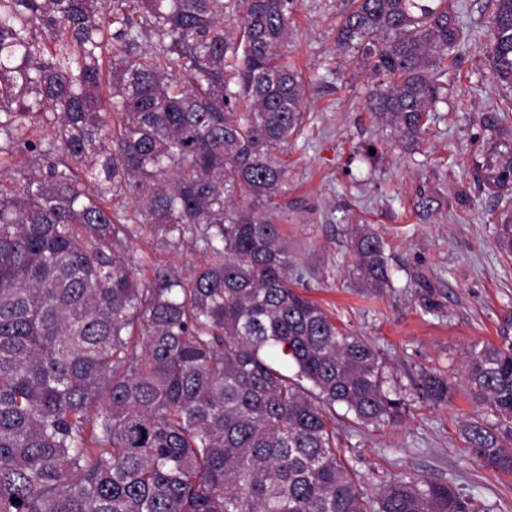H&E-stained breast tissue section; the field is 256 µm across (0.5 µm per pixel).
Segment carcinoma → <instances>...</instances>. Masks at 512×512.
Returning a JSON list of instances; mask_svg holds the SVG:
<instances>
[{
	"instance_id": "obj_1",
	"label": "carcinoma",
	"mask_w": 512,
	"mask_h": 512,
	"mask_svg": "<svg viewBox=\"0 0 512 512\" xmlns=\"http://www.w3.org/2000/svg\"><path fill=\"white\" fill-rule=\"evenodd\" d=\"M295 4L0 0V512H487L422 476L368 493L336 448L335 406L377 427L406 400L306 295L277 224L309 84L284 62ZM491 4L487 58L512 90V0ZM461 35L450 0H348L336 21L366 109L407 148ZM509 112L512 94L483 116L500 196ZM498 221L511 255L512 212ZM144 233L203 262L137 265L124 245ZM352 250L367 287L390 286L383 238L362 227ZM464 368L497 417L464 420L465 448L511 473L512 340ZM418 390L453 387L423 372Z\"/></svg>"
}]
</instances>
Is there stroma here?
<instances>
[{"instance_id": "stroma-1", "label": "stroma", "mask_w": 512, "mask_h": 512, "mask_svg": "<svg viewBox=\"0 0 512 512\" xmlns=\"http://www.w3.org/2000/svg\"><path fill=\"white\" fill-rule=\"evenodd\" d=\"M464 32L448 68V103L415 153L364 109L371 80L357 51L336 49L343 0H296L288 60L309 75L306 120L288 161L279 202L281 232L310 297L336 322L372 343L386 363L385 387L409 412L396 426L362 428L337 407L336 445L367 489L401 473L452 484L491 512H512V474L467 453L459 422L494 421L470 393L462 362L471 346L500 343L512 325V256L496 245V218L512 197L479 186L482 149L493 136L482 117L506 90L485 55L491 0H452ZM430 192L438 211L412 208ZM387 243L389 288L374 293L355 271V225ZM441 373L454 391L447 404L418 399L421 371Z\"/></svg>"}]
</instances>
